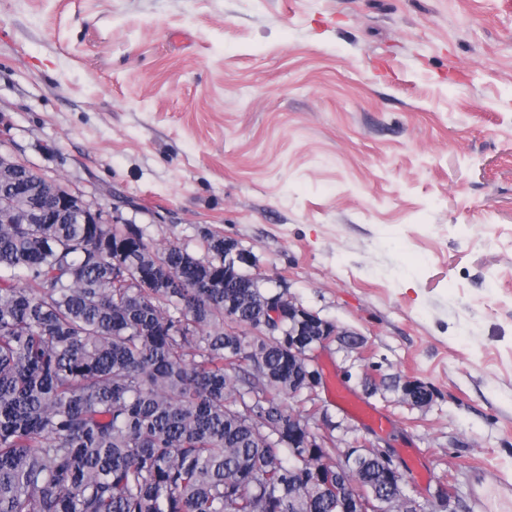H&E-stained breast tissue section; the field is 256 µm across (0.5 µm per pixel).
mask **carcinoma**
<instances>
[{"label": "carcinoma", "instance_id": "obj_1", "mask_svg": "<svg viewBox=\"0 0 512 512\" xmlns=\"http://www.w3.org/2000/svg\"><path fill=\"white\" fill-rule=\"evenodd\" d=\"M0 180V512H336L288 442L235 414L264 394L288 425V337L224 329V295L261 331L263 291L210 259L158 254L132 224H24ZM128 274L112 273L113 263ZM365 484L379 459L357 464Z\"/></svg>", "mask_w": 512, "mask_h": 512}]
</instances>
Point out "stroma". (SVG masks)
<instances>
[{"instance_id":"stroma-1","label":"stroma","mask_w":512,"mask_h":512,"mask_svg":"<svg viewBox=\"0 0 512 512\" xmlns=\"http://www.w3.org/2000/svg\"><path fill=\"white\" fill-rule=\"evenodd\" d=\"M0 155L155 251L238 243L361 336L315 354L336 437L512 512V0H0ZM402 393L406 397L404 400L409 406L423 408L428 406L433 400V394L416 380L407 379L402 385Z\"/></svg>"}]
</instances>
